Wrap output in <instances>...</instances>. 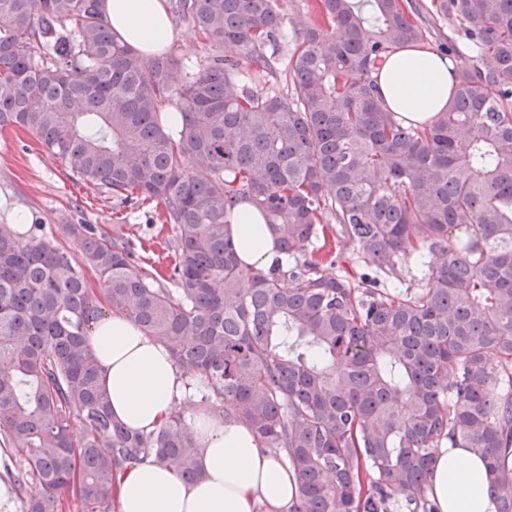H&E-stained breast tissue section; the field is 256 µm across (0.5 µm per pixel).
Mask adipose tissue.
Segmentation results:
<instances>
[{
  "instance_id": "adipose-tissue-1",
  "label": "adipose tissue",
  "mask_w": 512,
  "mask_h": 512,
  "mask_svg": "<svg viewBox=\"0 0 512 512\" xmlns=\"http://www.w3.org/2000/svg\"><path fill=\"white\" fill-rule=\"evenodd\" d=\"M117 36L149 59L173 38L162 0H105ZM448 58L413 44L395 51L377 77L387 107L430 124L448 107L456 81ZM230 233L242 262L268 269L281 254L261 213L247 201L232 210ZM88 341L115 419L127 427L157 429L185 397L169 351L131 320L108 314L91 326ZM200 479L142 464L117 477L118 512H288L298 484L285 454L264 448L242 420L191 410ZM429 497L437 512H496L484 459L467 448H440L432 464Z\"/></svg>"
}]
</instances>
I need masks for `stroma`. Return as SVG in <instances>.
<instances>
[{
	"instance_id": "35a3bbf8",
	"label": "stroma",
	"mask_w": 512,
	"mask_h": 512,
	"mask_svg": "<svg viewBox=\"0 0 512 512\" xmlns=\"http://www.w3.org/2000/svg\"><path fill=\"white\" fill-rule=\"evenodd\" d=\"M18 209L31 216L29 236H47L67 247L72 241L65 225H122L127 236L143 241L151 263L163 253L161 240L171 234L152 210L121 203L76 179L34 137L10 129L0 132V224L12 223Z\"/></svg>"
}]
</instances>
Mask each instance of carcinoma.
Segmentation results:
<instances>
[{
    "instance_id": "obj_1",
    "label": "carcinoma",
    "mask_w": 512,
    "mask_h": 512,
    "mask_svg": "<svg viewBox=\"0 0 512 512\" xmlns=\"http://www.w3.org/2000/svg\"><path fill=\"white\" fill-rule=\"evenodd\" d=\"M366 2L315 0L287 25L280 0H169L216 51L181 65L144 62L103 0H0V129L172 230L167 276L102 224L65 225L78 260L0 224V448L24 453L0 480L26 512H63L68 489L114 512L117 474L141 464L202 476L179 412L148 434L112 418L86 341L107 310L168 349L201 405L286 454L289 512H435L445 442L485 458L512 512V0H432L461 63L426 126L375 84L423 39L421 11ZM284 45L290 96L250 86L242 60L271 72ZM243 200L285 262L240 264ZM331 239L365 273H336L316 248Z\"/></svg>"
}]
</instances>
